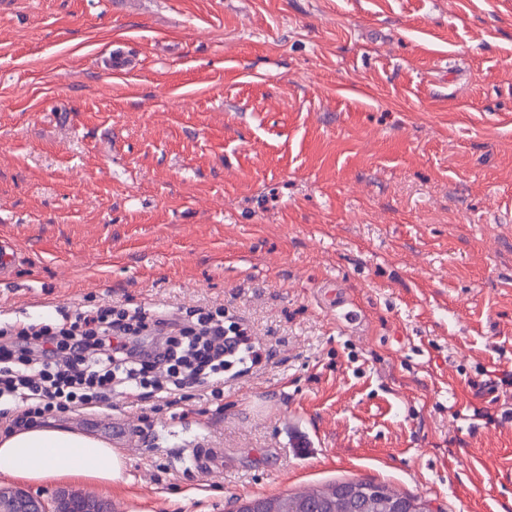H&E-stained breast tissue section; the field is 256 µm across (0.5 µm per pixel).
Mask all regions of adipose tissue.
I'll return each mask as SVG.
<instances>
[{
	"label": "adipose tissue",
	"instance_id": "1",
	"mask_svg": "<svg viewBox=\"0 0 512 512\" xmlns=\"http://www.w3.org/2000/svg\"><path fill=\"white\" fill-rule=\"evenodd\" d=\"M125 463L108 443L58 425L0 434V474L28 483L69 477L112 484L122 481Z\"/></svg>",
	"mask_w": 512,
	"mask_h": 512
}]
</instances>
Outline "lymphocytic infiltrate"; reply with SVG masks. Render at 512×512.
I'll return each instance as SVG.
<instances>
[{"label":"lymphocytic infiltrate","mask_w":512,"mask_h":512,"mask_svg":"<svg viewBox=\"0 0 512 512\" xmlns=\"http://www.w3.org/2000/svg\"><path fill=\"white\" fill-rule=\"evenodd\" d=\"M263 356L220 306L174 317L110 305L61 322L0 327V401L23 405L17 415L0 410V430L45 425L127 389L150 391L169 408L191 386L220 400L229 366L256 365Z\"/></svg>","instance_id":"obj_1"}]
</instances>
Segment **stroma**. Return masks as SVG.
Listing matches in <instances>:
<instances>
[{"label": "stroma", "mask_w": 512, "mask_h": 512, "mask_svg": "<svg viewBox=\"0 0 512 512\" xmlns=\"http://www.w3.org/2000/svg\"><path fill=\"white\" fill-rule=\"evenodd\" d=\"M1 239L0 322L220 305L268 350L182 421L63 414L124 479L30 493L512 512V0H0ZM257 512H430L421 498L384 483L354 478L258 499Z\"/></svg>", "instance_id": "stroma-1"}]
</instances>
